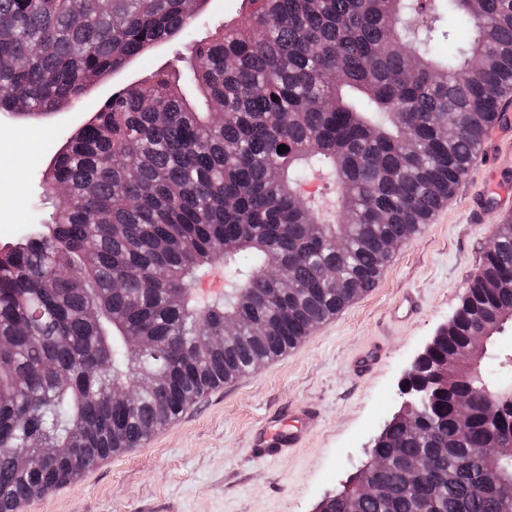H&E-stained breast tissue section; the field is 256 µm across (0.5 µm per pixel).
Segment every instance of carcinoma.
Here are the masks:
<instances>
[{"label": "carcinoma", "mask_w": 512, "mask_h": 512, "mask_svg": "<svg viewBox=\"0 0 512 512\" xmlns=\"http://www.w3.org/2000/svg\"><path fill=\"white\" fill-rule=\"evenodd\" d=\"M205 2L0 7V113L19 119L80 110L95 82L144 53L176 40L194 47L177 57L183 84L160 71L92 105V122L45 171L51 221L33 213L39 232L0 255V512L141 446L371 290L382 246L420 232L512 103V0H245L241 23L208 25L199 39ZM476 58L488 68L472 70ZM450 118L459 132L446 138ZM317 173L338 186L331 209L301 199ZM214 264L224 296L171 302ZM327 269L338 286L323 285ZM282 271L300 287L259 304ZM510 309L512 222L497 226L457 316L402 381L427 395L423 438L392 419L372 449L438 456L448 476L408 490L393 464L373 475L391 499L357 497L353 512H415L420 498L428 512H512L511 500L475 492L491 431L512 437V407L488 423L484 386L512 389V376L487 365L462 379L453 358ZM251 320L266 324L263 335H250ZM226 321L239 333L210 347L208 332ZM134 336L164 351L151 358L160 381L145 389ZM132 384L135 407L103 414L101 399ZM461 395L466 430L453 418ZM43 447L54 464L38 456Z\"/></svg>", "instance_id": "obj_1"}]
</instances>
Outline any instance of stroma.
<instances>
[{
  "mask_svg": "<svg viewBox=\"0 0 512 512\" xmlns=\"http://www.w3.org/2000/svg\"><path fill=\"white\" fill-rule=\"evenodd\" d=\"M187 50L181 44L136 61L94 85L87 102L170 68ZM59 146L55 120L0 122V204L11 209L0 246L21 236L26 206L40 205L45 218L52 213L40 179ZM485 180L464 178L436 219L394 252L376 286L297 348L209 391L141 447L100 460L20 512H315L367 462L368 442L401 408L404 371L478 272L504 210L485 194ZM408 294L418 310L401 321L393 309ZM376 346L382 354L374 369L356 372V360ZM298 407L317 414L305 442L275 460L257 457L261 429L272 420L288 424Z\"/></svg>",
  "mask_w": 512,
  "mask_h": 512,
  "instance_id": "stroma-1",
  "label": "stroma"
}]
</instances>
